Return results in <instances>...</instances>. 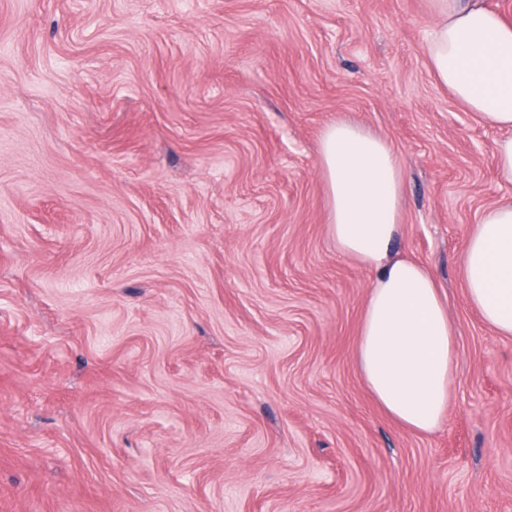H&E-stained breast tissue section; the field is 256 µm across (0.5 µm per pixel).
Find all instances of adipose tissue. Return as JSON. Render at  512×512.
<instances>
[{"mask_svg": "<svg viewBox=\"0 0 512 512\" xmlns=\"http://www.w3.org/2000/svg\"><path fill=\"white\" fill-rule=\"evenodd\" d=\"M425 53L432 76L500 131L496 167L512 184V21L486 0H428ZM318 163L329 232L372 274L355 358L379 406L414 433L438 428L456 378L455 327L437 282L394 253L401 233L403 167L390 143L347 121L328 124ZM466 297L498 334L512 335V197L487 209L463 257Z\"/></svg>", "mask_w": 512, "mask_h": 512, "instance_id": "ef3b65f1", "label": "adipose tissue"}]
</instances>
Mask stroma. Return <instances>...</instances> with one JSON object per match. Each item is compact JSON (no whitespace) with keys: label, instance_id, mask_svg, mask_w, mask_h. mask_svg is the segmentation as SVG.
<instances>
[{"label":"stroma","instance_id":"stroma-1","mask_svg":"<svg viewBox=\"0 0 512 512\" xmlns=\"http://www.w3.org/2000/svg\"><path fill=\"white\" fill-rule=\"evenodd\" d=\"M427 0H0V512H512V336L467 237L498 130L430 75ZM339 119L405 173L396 253L455 325L414 434L355 363Z\"/></svg>","mask_w":512,"mask_h":512}]
</instances>
